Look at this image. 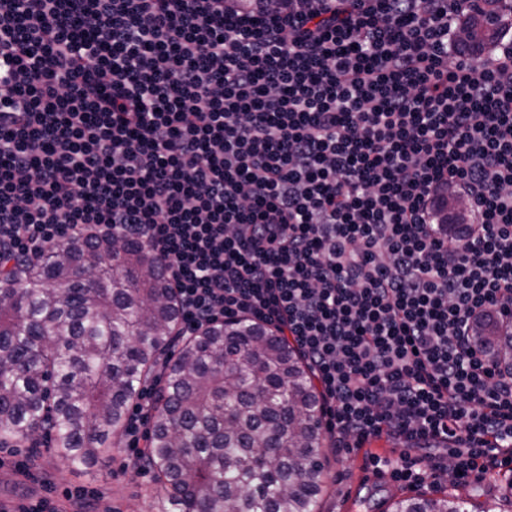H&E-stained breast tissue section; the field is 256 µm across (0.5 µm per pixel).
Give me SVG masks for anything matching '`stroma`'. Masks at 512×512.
Segmentation results:
<instances>
[{
	"instance_id": "35a3bbf8",
	"label": "stroma",
	"mask_w": 512,
	"mask_h": 512,
	"mask_svg": "<svg viewBox=\"0 0 512 512\" xmlns=\"http://www.w3.org/2000/svg\"><path fill=\"white\" fill-rule=\"evenodd\" d=\"M329 476L321 502L322 512H387L398 499L420 493V486L394 481L366 467L361 452L327 444ZM512 484V472L504 470L494 477H449L444 491L477 507L495 506L496 512H512L502 496ZM79 488L94 489L101 495L104 512H149L155 490L152 473H136L122 452H114L106 465L95 472L72 473L56 456L37 447L34 438L19 446L0 447V505L14 512L21 502L42 498L55 500L60 512H89L86 502L72 498Z\"/></svg>"
}]
</instances>
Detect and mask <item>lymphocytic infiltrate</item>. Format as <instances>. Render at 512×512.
<instances>
[{
	"label": "lymphocytic infiltrate",
	"mask_w": 512,
	"mask_h": 512,
	"mask_svg": "<svg viewBox=\"0 0 512 512\" xmlns=\"http://www.w3.org/2000/svg\"><path fill=\"white\" fill-rule=\"evenodd\" d=\"M475 0H0V258L145 239L180 336L270 326L338 447L439 483L512 464V40ZM496 20L495 13L481 10L461 18V25L466 29L467 38L460 46V51L467 54L482 53L483 46L492 44L496 39L486 36L488 25ZM475 338L486 345L494 347L503 355L510 354L512 350L511 336H500L499 329L493 321H484L475 327Z\"/></svg>",
	"instance_id": "obj_1"
}]
</instances>
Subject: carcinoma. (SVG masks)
Here are the masks:
<instances>
[{
	"label": "carcinoma",
	"mask_w": 512,
	"mask_h": 512,
	"mask_svg": "<svg viewBox=\"0 0 512 512\" xmlns=\"http://www.w3.org/2000/svg\"><path fill=\"white\" fill-rule=\"evenodd\" d=\"M493 11L465 15L477 54ZM179 309L143 239L97 236L0 267V442L38 433L72 471L118 447L130 405L156 385L145 464L154 512H320L327 471L320 398L302 354L249 321L177 341ZM476 339L500 353L497 325ZM393 512H468L451 494Z\"/></svg>",
	"instance_id": "obj_1"
}]
</instances>
